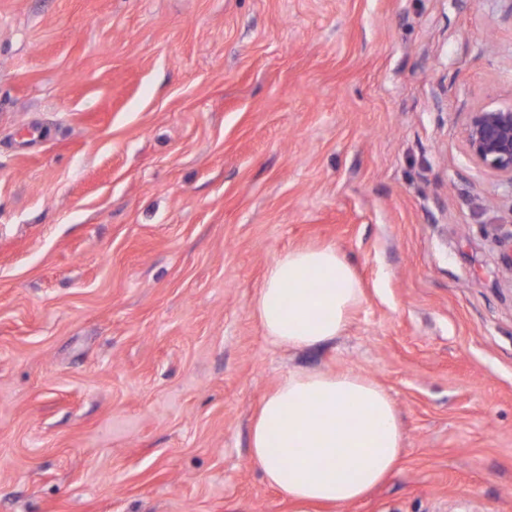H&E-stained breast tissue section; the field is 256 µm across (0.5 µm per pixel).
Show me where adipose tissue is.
<instances>
[{
  "mask_svg": "<svg viewBox=\"0 0 512 512\" xmlns=\"http://www.w3.org/2000/svg\"><path fill=\"white\" fill-rule=\"evenodd\" d=\"M361 282L331 245L300 246L268 267L253 300L277 346L313 349L336 339L362 301ZM251 455L294 512L360 500L398 467L403 433L392 397L353 372L288 374L262 400Z\"/></svg>",
  "mask_w": 512,
  "mask_h": 512,
  "instance_id": "adipose-tissue-1",
  "label": "adipose tissue"
}]
</instances>
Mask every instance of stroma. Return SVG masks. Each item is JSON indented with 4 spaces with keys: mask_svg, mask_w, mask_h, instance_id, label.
I'll return each mask as SVG.
<instances>
[{
    "mask_svg": "<svg viewBox=\"0 0 512 512\" xmlns=\"http://www.w3.org/2000/svg\"><path fill=\"white\" fill-rule=\"evenodd\" d=\"M512 0H0V512H293L250 454L294 370L393 397L397 470L339 512H512ZM362 282L288 351L285 250ZM462 139L475 165L512 184V102H492L469 112ZM362 296L353 267L334 246H300L269 265L253 310L275 345L306 350L341 336Z\"/></svg>",
    "mask_w": 512,
    "mask_h": 512,
    "instance_id": "1",
    "label": "stroma"
}]
</instances>
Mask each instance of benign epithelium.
Listing matches in <instances>:
<instances>
[{
    "instance_id": "7a95c632",
    "label": "benign epithelium",
    "mask_w": 512,
    "mask_h": 512,
    "mask_svg": "<svg viewBox=\"0 0 512 512\" xmlns=\"http://www.w3.org/2000/svg\"><path fill=\"white\" fill-rule=\"evenodd\" d=\"M462 139L475 165L512 184V103H490L474 109Z\"/></svg>"
}]
</instances>
